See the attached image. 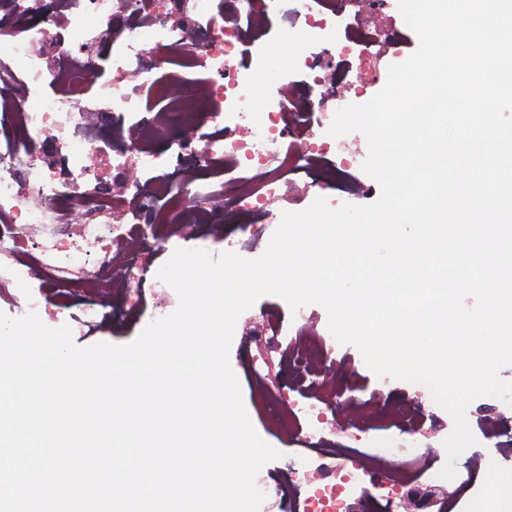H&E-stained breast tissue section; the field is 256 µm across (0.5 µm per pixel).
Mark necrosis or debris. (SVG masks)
I'll return each mask as SVG.
<instances>
[{"label":"necrosis or debris","mask_w":512,"mask_h":512,"mask_svg":"<svg viewBox=\"0 0 512 512\" xmlns=\"http://www.w3.org/2000/svg\"><path fill=\"white\" fill-rule=\"evenodd\" d=\"M391 8L390 0L360 8L353 0H10L0 9V307L54 322L49 290L85 287L98 299L87 319L116 294L122 318L149 324L172 313L178 296L144 267L116 275L125 254L150 265L156 253L203 235L223 238L228 224L262 236L279 221L274 202L299 179L322 191L361 169L368 150L359 136L327 130L339 94H364L384 58L404 46L397 22L368 18ZM274 31L305 49L288 72L270 75L274 93L256 112L254 79ZM189 68L196 76H186ZM148 88L158 89L162 111L144 107ZM189 149L197 161L181 166ZM122 174L131 182L112 193ZM292 321L285 344L277 313L244 324L260 398L281 395L276 360L296 381L298 397L277 424L314 453L281 469L296 493L294 512H369L378 500L403 512L408 491L433 474V457L417 445L422 424L343 462L341 424L374 421L378 399L359 401L337 422L330 396L342 364L308 308ZM327 459L340 465L323 482L313 465Z\"/></svg>","instance_id":"4bbe7bcc"}]
</instances>
